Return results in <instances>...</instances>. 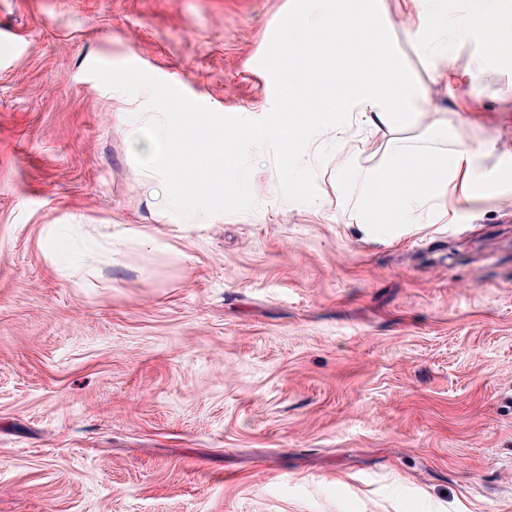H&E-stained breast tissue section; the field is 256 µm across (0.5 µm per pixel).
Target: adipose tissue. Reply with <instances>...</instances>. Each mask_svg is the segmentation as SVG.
<instances>
[{
	"mask_svg": "<svg viewBox=\"0 0 512 512\" xmlns=\"http://www.w3.org/2000/svg\"><path fill=\"white\" fill-rule=\"evenodd\" d=\"M428 18L431 35L417 48L435 65L447 60L448 32L459 21L444 11ZM334 25L362 30L368 49L334 72L295 53V69L279 77L285 110L269 113L265 121L228 123L223 116L189 112L168 99L166 111L146 119L154 167L173 169V155L195 148L197 179L213 183L221 198H232L252 187L243 157L255 141L295 144L314 156L326 141L343 140L357 129L364 142L386 139L382 161L362 170L358 228L363 234L378 224L448 219V191L458 189L459 202L470 200L468 178L485 154L487 139L461 136L444 118L425 124L431 90L401 65L384 0H305L288 23V36L307 40L313 50Z\"/></svg>",
	"mask_w": 512,
	"mask_h": 512,
	"instance_id": "1",
	"label": "adipose tissue"
}]
</instances>
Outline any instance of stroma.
I'll return each instance as SVG.
<instances>
[{
    "instance_id": "obj_1",
    "label": "stroma",
    "mask_w": 512,
    "mask_h": 512,
    "mask_svg": "<svg viewBox=\"0 0 512 512\" xmlns=\"http://www.w3.org/2000/svg\"><path fill=\"white\" fill-rule=\"evenodd\" d=\"M387 2L429 113L495 145L452 222L367 237L353 141L255 144L222 204L183 154L187 219L143 188L165 82L280 109L258 63L291 60L297 0H0V512H512V0L444 81ZM51 224L118 241L77 287Z\"/></svg>"
}]
</instances>
